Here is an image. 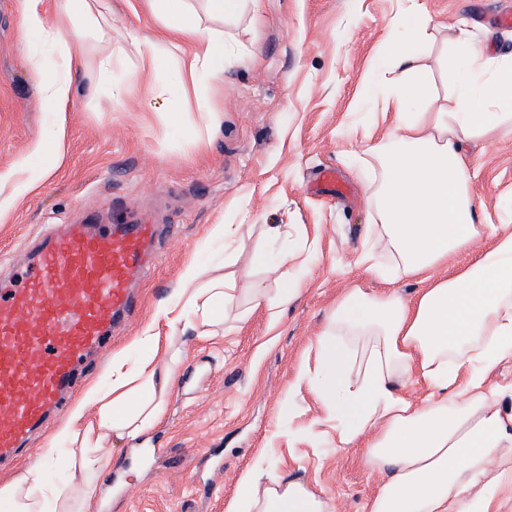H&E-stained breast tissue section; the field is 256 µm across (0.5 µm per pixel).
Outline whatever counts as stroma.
<instances>
[{"mask_svg": "<svg viewBox=\"0 0 512 512\" xmlns=\"http://www.w3.org/2000/svg\"><path fill=\"white\" fill-rule=\"evenodd\" d=\"M251 0L235 20L203 18L223 31L231 63L220 87L178 84L187 46L163 44L155 68L143 67L129 31L157 36L161 22L143 0H112V30L89 42L73 75L71 101L57 113L39 85L58 57L39 33L22 31L18 0H0V171L64 122L63 154L38 195L18 201L0 223V279L52 231L87 219L108 224L113 209L159 225V261L134 282L135 304L112 327L88 381L106 383L113 356L127 351L157 303L180 282L190 258L224 275L252 267L274 289L304 276L301 296L277 320L266 309L229 312L218 326L177 333L171 351L180 374L164 397L162 419L139 440L112 437L110 473L94 488L105 505L91 512H226L244 473L297 477L327 498L332 512H368L386 479L361 448H337L334 431L306 386L295 379L314 358L316 338L337 296L360 286L385 290L357 261L372 235L367 177L355 163L362 131L379 115L369 100L388 25L418 16L436 29L424 45L437 104L448 93V39L466 31L489 51L512 52V28L491 18L512 0ZM112 56L111 72L99 60ZM166 84L164 98L151 94ZM212 118H205V111ZM478 212L498 224L512 213V139L471 144ZM333 168L342 196L317 182ZM215 224H249L232 248L211 243ZM278 224L265 265L251 266L262 227ZM318 253L304 261L305 242ZM165 456H155V449Z\"/></svg>", "mask_w": 512, "mask_h": 512, "instance_id": "35a3bbf8", "label": "stroma"}]
</instances>
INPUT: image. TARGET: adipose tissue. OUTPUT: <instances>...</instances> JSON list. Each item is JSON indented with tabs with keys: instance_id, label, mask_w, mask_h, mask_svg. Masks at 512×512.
Returning a JSON list of instances; mask_svg holds the SVG:
<instances>
[{
	"instance_id": "adipose-tissue-1",
	"label": "adipose tissue",
	"mask_w": 512,
	"mask_h": 512,
	"mask_svg": "<svg viewBox=\"0 0 512 512\" xmlns=\"http://www.w3.org/2000/svg\"><path fill=\"white\" fill-rule=\"evenodd\" d=\"M162 19L167 36L190 45L179 70L197 85L224 80L229 53L224 34L202 28L189 0H145ZM25 31L54 44L59 63L46 79L42 100L63 111L72 96V75L82 66L83 41L71 28H111L110 0H57L48 14L44 0H19ZM419 27L403 41L400 23L388 28L386 71L395 83L378 85L375 100L391 114L384 137L369 141L356 165L372 176L366 204L374 235L359 252L374 277L420 282L413 298L397 291L344 289L316 340L313 366H302L306 383L326 419L335 423L336 445L363 448L367 461L387 475L368 512H512V385L489 384V371L512 357V225L482 223L474 207L467 144L512 136V53H491L462 36L448 57V104H432L426 67L415 42ZM66 135L56 124L33 150L0 172V222L15 202L37 194L59 161ZM483 243L476 258L451 278L437 268ZM245 286L270 320L294 302L300 282L276 290L252 281L210 276L189 261L180 286L156 308L132 346L136 360H112V386H89L67 421L20 477L0 486L5 512H87L94 485L112 467L103 448L111 436H140L163 416V393L178 376L169 354L155 366L162 330L215 321ZM425 383L420 400L406 382ZM97 405L96 420L85 418ZM82 485L52 481L68 444ZM227 512H330L326 500L286 477L263 483L245 474Z\"/></svg>"
}]
</instances>
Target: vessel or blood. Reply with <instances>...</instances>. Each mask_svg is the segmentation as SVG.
<instances>
[{
    "instance_id": "vessel-or-blood-1",
    "label": "vessel or blood",
    "mask_w": 512,
    "mask_h": 512,
    "mask_svg": "<svg viewBox=\"0 0 512 512\" xmlns=\"http://www.w3.org/2000/svg\"><path fill=\"white\" fill-rule=\"evenodd\" d=\"M159 228L131 222L100 231L66 225L0 284V464L13 461L77 382L133 304L132 280L153 256Z\"/></svg>"
}]
</instances>
